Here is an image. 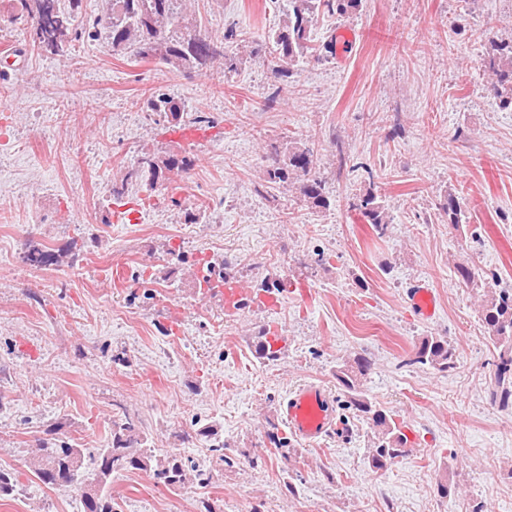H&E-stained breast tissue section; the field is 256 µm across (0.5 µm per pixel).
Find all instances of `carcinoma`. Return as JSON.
I'll use <instances>...</instances> for the list:
<instances>
[{
	"mask_svg": "<svg viewBox=\"0 0 512 512\" xmlns=\"http://www.w3.org/2000/svg\"><path fill=\"white\" fill-rule=\"evenodd\" d=\"M10 12L21 22L32 21L27 31L26 46L36 55L50 54L76 60V49L84 37L105 36L112 52L129 54L141 61L158 60L177 69L202 70L221 67L236 70L241 54L253 47L255 40L244 31L231 29L222 38H213L201 30V23L186 19L187 0H107L104 15L93 21L82 19L83 0H9ZM361 0H288L282 27L270 30L261 44L272 49L281 64L274 69L275 78L286 82L297 74L298 65L309 59H328L336 55V36L317 42L311 31L321 15L344 17L359 7ZM488 73L500 106L512 109V38L488 39V48L481 59ZM148 107L178 120L183 110L172 99L152 95ZM319 151L313 139L290 140L283 149H274L271 162L262 171V186L296 187L300 200L308 207L326 210L330 197L326 182L312 172ZM194 164V155H159L143 152L137 162L125 171L121 183L112 185V199L120 201L129 185L141 183L150 190L166 186V174L187 171ZM371 225L377 236H383L390 224L384 201L373 188L350 204ZM448 223L460 230L464 217L460 199L450 194L444 205ZM25 261L35 267L57 264L62 254L46 247L28 245ZM457 274L471 291L481 297L480 316L488 333L499 344L495 371L488 382L493 399L501 407H512V291L498 288V278L475 264H458ZM412 364L427 365L440 371L456 368L454 349L448 340L431 336L415 347ZM370 362L355 355L337 364L335 376L347 397V407L363 414L372 433L369 454L372 465L383 468L404 453L408 437L403 426L378 409L364 389L363 378ZM144 438L139 426L130 418L115 425L112 441L102 448H77L66 441L38 440L37 453L30 468L34 477L48 488L63 472L81 475L85 458H96V472L87 485L78 479L71 488L81 492L84 512H118L119 504L109 492L112 474L128 469L150 470L158 485L180 488L190 479L207 485L213 480L210 470L196 465L186 467L182 453L174 450L156 456L142 447Z\"/></svg>",
	"mask_w": 512,
	"mask_h": 512,
	"instance_id": "obj_1",
	"label": "carcinoma"
}]
</instances>
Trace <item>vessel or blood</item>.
Listing matches in <instances>:
<instances>
[{
	"label": "vessel or blood",
	"instance_id": "b4317fda",
	"mask_svg": "<svg viewBox=\"0 0 512 512\" xmlns=\"http://www.w3.org/2000/svg\"><path fill=\"white\" fill-rule=\"evenodd\" d=\"M407 303L421 318L436 315L433 290L426 282L413 285L407 293ZM282 413L291 433L307 443L317 442L337 428L328 392L318 384H303L291 391L282 404Z\"/></svg>",
	"mask_w": 512,
	"mask_h": 512
}]
</instances>
